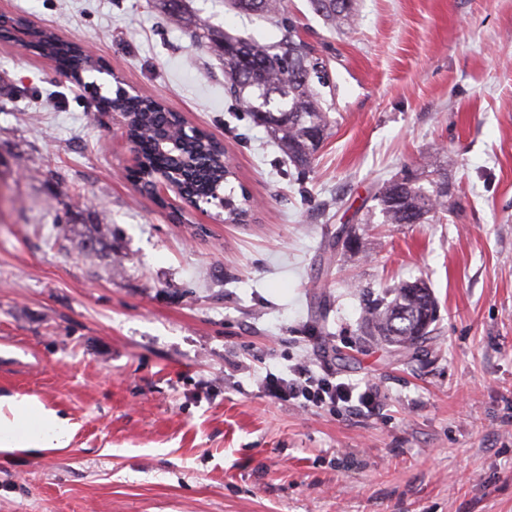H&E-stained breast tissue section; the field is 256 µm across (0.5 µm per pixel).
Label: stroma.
Masks as SVG:
<instances>
[{
    "instance_id": "1",
    "label": "stroma",
    "mask_w": 512,
    "mask_h": 512,
    "mask_svg": "<svg viewBox=\"0 0 512 512\" xmlns=\"http://www.w3.org/2000/svg\"><path fill=\"white\" fill-rule=\"evenodd\" d=\"M202 20L277 43L224 0ZM329 138L299 172L224 92V66L150 0H0L103 66L82 83L0 38V392L76 426L69 448L0 462V512H512V0H356L328 30ZM222 142L257 207L230 224L140 192L117 85ZM456 164L446 220H367L380 183ZM423 278L416 357L361 308ZM307 362L380 392L304 407L264 380Z\"/></svg>"
}]
</instances>
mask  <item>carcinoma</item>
<instances>
[{
    "label": "carcinoma",
    "mask_w": 512,
    "mask_h": 512,
    "mask_svg": "<svg viewBox=\"0 0 512 512\" xmlns=\"http://www.w3.org/2000/svg\"><path fill=\"white\" fill-rule=\"evenodd\" d=\"M166 17L178 21L195 44H201L224 62V81L235 101L245 106L254 120L270 130L282 150L299 167H309L320 143L328 134L331 120L312 88L311 76L318 62L298 35L284 0H227L229 9L242 14L262 15L282 33L276 48L256 39L234 37L210 28L192 15L186 0H154ZM354 0H310L311 8L333 30L341 29L353 16ZM31 44L42 54L55 57L60 68L80 75L93 70L89 56L74 42H63L46 28H31ZM100 102L121 113L126 134L139 144L143 185H148L162 168H178L187 191L208 196L226 189L234 175L222 160L219 143L202 131L184 142L172 158L157 150L159 139L178 132L182 119L153 99L115 91ZM444 173L439 169L406 170L384 182L377 190L375 208L384 224H424L448 213V194L438 186ZM237 202L224 195L225 221L251 211L249 196ZM391 299L365 309L361 318L367 335L377 336L401 350L415 347L435 322L437 302L432 289L422 280L404 281L390 291Z\"/></svg>",
    "instance_id": "obj_1"
}]
</instances>
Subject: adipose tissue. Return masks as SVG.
<instances>
[{
    "label": "adipose tissue",
    "instance_id": "ef3b65f1",
    "mask_svg": "<svg viewBox=\"0 0 512 512\" xmlns=\"http://www.w3.org/2000/svg\"><path fill=\"white\" fill-rule=\"evenodd\" d=\"M73 427L68 418L37 397L0 394V459L19 452H58L68 447Z\"/></svg>",
    "mask_w": 512,
    "mask_h": 512
}]
</instances>
